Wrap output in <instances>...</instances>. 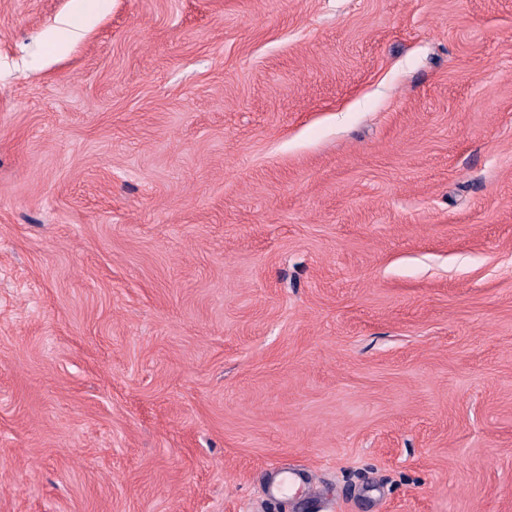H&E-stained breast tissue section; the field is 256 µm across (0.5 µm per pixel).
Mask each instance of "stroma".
Instances as JSON below:
<instances>
[{
    "mask_svg": "<svg viewBox=\"0 0 512 512\" xmlns=\"http://www.w3.org/2000/svg\"><path fill=\"white\" fill-rule=\"evenodd\" d=\"M0 0V512H512V0Z\"/></svg>",
    "mask_w": 512,
    "mask_h": 512,
    "instance_id": "stroma-1",
    "label": "stroma"
}]
</instances>
